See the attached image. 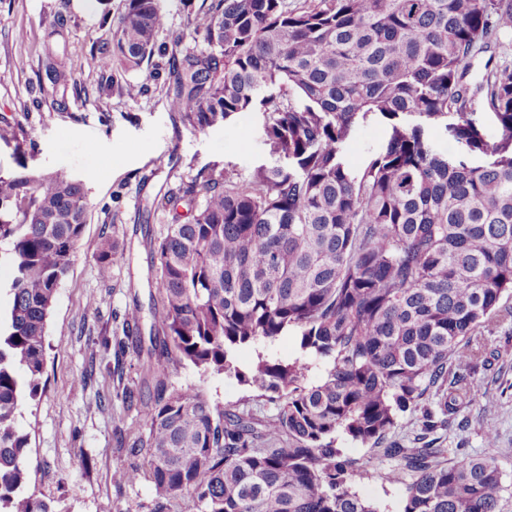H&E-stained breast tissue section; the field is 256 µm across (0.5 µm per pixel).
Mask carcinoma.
I'll list each match as a JSON object with an SVG mask.
<instances>
[{"label": "carcinoma", "instance_id": "obj_1", "mask_svg": "<svg viewBox=\"0 0 512 512\" xmlns=\"http://www.w3.org/2000/svg\"><path fill=\"white\" fill-rule=\"evenodd\" d=\"M512 0H211L192 19L205 51L173 70L172 108L205 131L257 109L281 163L249 176L200 172L176 215L149 238L160 303L151 308L154 373L187 361L283 405L256 427L195 386L163 389L141 414L155 499L199 512H378L352 489L339 437L376 446L407 413L421 446L385 452L411 472L399 512H500L493 456L448 464L437 430L470 397L483 357L474 336L512 326V63L466 82ZM165 24L159 0H125L105 71L142 69ZM483 94L502 135L471 112ZM371 115L446 121L482 165L436 152L398 124L352 170L342 146ZM0 171V260L14 269L0 317V512H56L25 491L28 437L46 328L86 224L82 184L61 172ZM117 241L98 269L110 275ZM283 336L282 358L259 348ZM254 349L247 369L237 353ZM431 394V404L419 401Z\"/></svg>", "mask_w": 512, "mask_h": 512}]
</instances>
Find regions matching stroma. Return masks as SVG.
<instances>
[{
	"mask_svg": "<svg viewBox=\"0 0 512 512\" xmlns=\"http://www.w3.org/2000/svg\"><path fill=\"white\" fill-rule=\"evenodd\" d=\"M205 0H162L166 23L156 36L147 72L112 73L95 60L108 50L107 37L123 0H0V169H16V143L28 146L33 174L61 171L80 181L90 201L88 221L67 276L57 288L48 319L45 373L39 396L16 419L29 436L28 492L57 512H153L155 494L146 452L130 453L138 407L152 404L162 388L193 385L230 413L274 418L280 401L255 398L249 387L224 376H203L187 363H170L165 376L148 372V357L127 350L114 357L123 318L132 302L149 308L159 297L157 260L147 238L159 235L171 206L200 171L248 176L277 158L263 135L257 111L199 131L170 106L172 70L204 43L191 20ZM75 69L58 83L60 66ZM389 126L378 116L356 125L343 147L348 165L362 169L382 150ZM116 239L112 275L101 278L97 256L104 240ZM480 343L494 349L468 384L470 403L440 429L445 457L491 455L498 459L502 512H512V335L483 330ZM132 389L137 408L120 395ZM497 433L487 444L486 429ZM355 463L353 488L379 512H398L410 474L382 447L339 440ZM135 468L138 479L119 485L113 474Z\"/></svg>",
	"mask_w": 512,
	"mask_h": 512,
	"instance_id": "stroma-1",
	"label": "stroma"
}]
</instances>
